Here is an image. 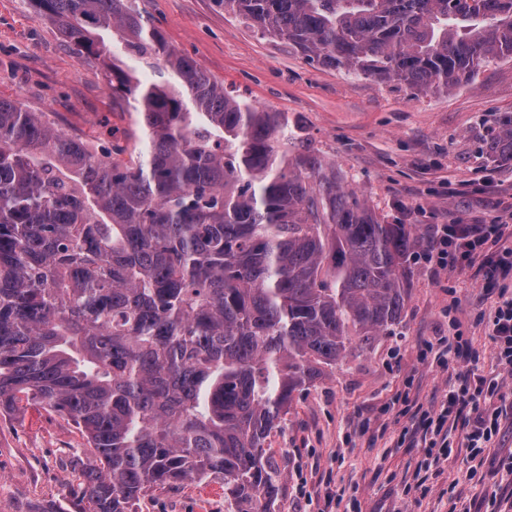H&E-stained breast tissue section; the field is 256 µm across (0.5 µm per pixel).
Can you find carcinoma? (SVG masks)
<instances>
[{
  "label": "carcinoma",
  "instance_id": "1",
  "mask_svg": "<svg viewBox=\"0 0 512 512\" xmlns=\"http://www.w3.org/2000/svg\"><path fill=\"white\" fill-rule=\"evenodd\" d=\"M133 101L129 158L0 100V409L70 421L94 450L81 512L187 481L272 512L266 448L294 395L400 322L409 224H386L275 112L224 90L137 0H29ZM306 59L449 91L512 58V0H217ZM182 88L119 65L103 34ZM487 156L512 158V115Z\"/></svg>",
  "mask_w": 512,
  "mask_h": 512
}]
</instances>
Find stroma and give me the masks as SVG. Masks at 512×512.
<instances>
[{"mask_svg":"<svg viewBox=\"0 0 512 512\" xmlns=\"http://www.w3.org/2000/svg\"><path fill=\"white\" fill-rule=\"evenodd\" d=\"M150 23L180 53L227 90L283 113L293 138L336 169L390 224L512 221V160L492 162L486 143L499 117L512 114V60L498 59L474 80L422 94L309 62L282 40L262 36L224 13L216 0H139ZM0 99L49 113L57 129L129 146L132 109L107 83L101 60L72 51L28 0H0ZM409 294L393 334L296 393L267 444L283 474L273 512H484L493 490L512 512V481L468 478L463 431L449 427L450 455L425 467L418 422L466 371L422 358L421 343L461 331L477 373L500 370L486 322L500 289L474 262L434 269L409 259ZM92 454L58 416L32 410L0 414V512H79L75 490ZM137 512H224V487L185 482L141 498Z\"/></svg>","mask_w":512,"mask_h":512,"instance_id":"35a3bbf8","label":"stroma"}]
</instances>
